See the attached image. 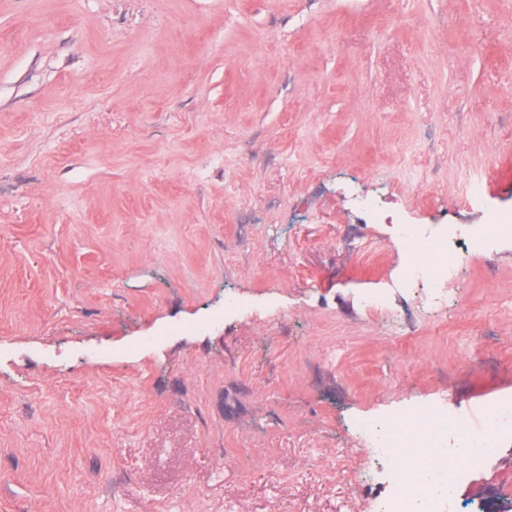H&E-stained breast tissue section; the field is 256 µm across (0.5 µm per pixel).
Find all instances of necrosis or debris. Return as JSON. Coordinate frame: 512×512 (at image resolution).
Masks as SVG:
<instances>
[{
    "instance_id": "obj_1",
    "label": "necrosis or debris",
    "mask_w": 512,
    "mask_h": 512,
    "mask_svg": "<svg viewBox=\"0 0 512 512\" xmlns=\"http://www.w3.org/2000/svg\"><path fill=\"white\" fill-rule=\"evenodd\" d=\"M395 233L408 258L403 281L429 284V304H447L461 255L417 225L397 224ZM358 433L368 461H388L363 488L366 512H454L446 485L479 469L512 435V401L472 417L443 404L410 407L360 423Z\"/></svg>"
}]
</instances>
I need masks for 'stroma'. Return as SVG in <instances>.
<instances>
[{
	"instance_id": "stroma-1",
	"label": "stroma",
	"mask_w": 512,
	"mask_h": 512,
	"mask_svg": "<svg viewBox=\"0 0 512 512\" xmlns=\"http://www.w3.org/2000/svg\"><path fill=\"white\" fill-rule=\"evenodd\" d=\"M356 194L512 213V0H0V512H365L358 422L512 399V238L430 311Z\"/></svg>"
}]
</instances>
